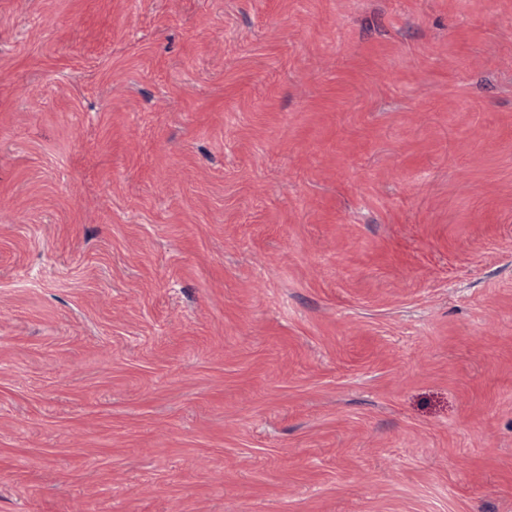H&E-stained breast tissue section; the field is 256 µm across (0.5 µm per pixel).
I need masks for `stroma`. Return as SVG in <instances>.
<instances>
[{
  "label": "stroma",
  "mask_w": 512,
  "mask_h": 512,
  "mask_svg": "<svg viewBox=\"0 0 512 512\" xmlns=\"http://www.w3.org/2000/svg\"><path fill=\"white\" fill-rule=\"evenodd\" d=\"M0 512H512V0H0Z\"/></svg>",
  "instance_id": "obj_1"
}]
</instances>
